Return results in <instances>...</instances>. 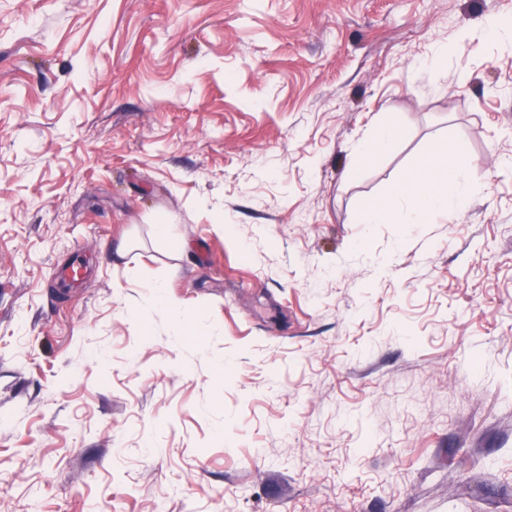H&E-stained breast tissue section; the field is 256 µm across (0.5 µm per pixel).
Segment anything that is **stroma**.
Wrapping results in <instances>:
<instances>
[{
    "label": "stroma",
    "instance_id": "stroma-1",
    "mask_svg": "<svg viewBox=\"0 0 512 512\" xmlns=\"http://www.w3.org/2000/svg\"><path fill=\"white\" fill-rule=\"evenodd\" d=\"M489 18L512 0H0V512H512ZM445 142L473 195L359 223ZM401 136L396 125L378 128L368 138L361 140L354 148L355 161L359 162L379 152L389 149Z\"/></svg>",
    "mask_w": 512,
    "mask_h": 512
}]
</instances>
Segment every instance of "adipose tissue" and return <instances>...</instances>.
I'll return each instance as SVG.
<instances>
[{
    "label": "adipose tissue",
    "mask_w": 512,
    "mask_h": 512,
    "mask_svg": "<svg viewBox=\"0 0 512 512\" xmlns=\"http://www.w3.org/2000/svg\"><path fill=\"white\" fill-rule=\"evenodd\" d=\"M463 152L459 145L438 146L422 166L397 183L392 198L405 207L409 223H428L432 216L448 211L474 192L466 169L455 162Z\"/></svg>",
    "instance_id": "1"
}]
</instances>
